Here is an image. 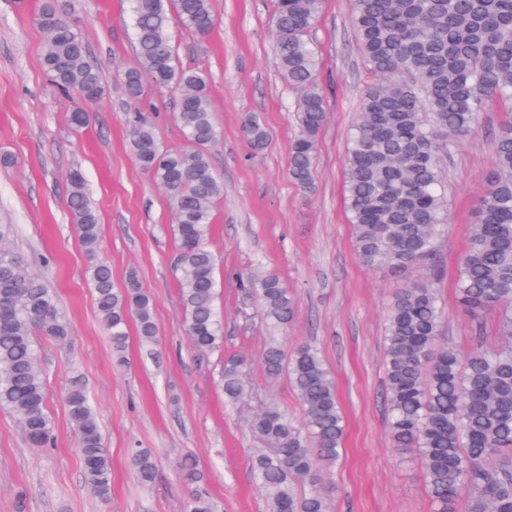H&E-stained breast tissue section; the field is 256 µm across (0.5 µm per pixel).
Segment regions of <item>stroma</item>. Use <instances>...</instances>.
<instances>
[{
	"label": "stroma",
	"mask_w": 512,
	"mask_h": 512,
	"mask_svg": "<svg viewBox=\"0 0 512 512\" xmlns=\"http://www.w3.org/2000/svg\"><path fill=\"white\" fill-rule=\"evenodd\" d=\"M216 23L198 35L171 17L176 64L204 71L218 141L210 149L224 193L213 206L211 246L217 258V304L224 345L198 351L179 304L177 243L163 189L135 161L130 123L153 126L161 149L186 147L174 89L146 86L140 102L125 94L124 75L136 50L128 0H73L72 21L89 58L105 75L100 103L61 94L41 66L45 36L34 18L43 0H0V220L14 224L12 250L56 291L71 327L67 342L37 337L55 422L51 448L30 446L13 416L0 409V512H184L189 492L177 460L194 456L202 491L218 512H266L250 462L261 443L246 419L268 403L291 417L300 405L287 377L268 379L259 356L270 339L317 350L336 381L347 423L344 451L330 475V512H433L417 462L401 459L388 437L385 405V313L416 269L404 276L367 268L353 246L345 208L348 140L372 83L358 49L351 0H322L310 32L319 57L317 84L327 117L317 137L314 185L288 175L299 133L296 94L278 69L272 15L275 0H211ZM85 107L77 130L70 112ZM256 116L267 130L252 150L241 126ZM486 105L474 132L442 157L448 224L438 240V282L445 306L442 336L469 348L470 320L455 296L458 262L491 170L490 145L507 121ZM80 170L100 224L98 257L116 287L136 275L150 296L154 342L130 331L115 357L86 277L90 259L67 210L68 175ZM277 273L296 303L287 330H274L241 279ZM244 360V398L226 404L220 387L228 357ZM83 373L112 461V497L87 489L64 400L71 371ZM144 448L156 464L152 484L134 476L129 453Z\"/></svg>",
	"instance_id": "stroma-1"
}]
</instances>
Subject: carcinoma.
<instances>
[{"instance_id":"obj_1","label":"carcinoma","mask_w":512,"mask_h":512,"mask_svg":"<svg viewBox=\"0 0 512 512\" xmlns=\"http://www.w3.org/2000/svg\"><path fill=\"white\" fill-rule=\"evenodd\" d=\"M352 22L363 58L374 77L362 98L359 121L348 148L345 202L354 247L368 267L408 274L429 263L448 223L440 156L449 143L473 132L491 101L512 112V0H352ZM182 25L208 33L215 22L211 0H172ZM321 0H276L273 26L278 67L298 92L301 131L293 143L289 175L313 185L316 137L326 120L317 87L318 55L308 35ZM138 67L126 72L128 96L144 86L173 85L178 121L192 144L162 150L153 128L135 121L132 143L143 170L165 190L178 242L175 276L188 334L199 351L224 344V322L216 306V257L209 239L212 205L224 193L209 149L218 132L205 75L174 65L166 0H132ZM59 0H45L35 18L46 31L42 67L63 93L85 102L105 95L104 74L93 66L82 34L66 19ZM242 132L262 148L266 131L254 117ZM489 189L476 206V221L459 261L457 301L472 321L465 354L441 340L443 308L438 275L401 289L386 309V405L393 447L412 452L424 474L433 512H512V120L491 144ZM68 209L90 258L87 278L100 322L122 356L130 322L153 341L157 327L151 300L134 275L115 287L112 269L95 260L98 215L82 173L68 176ZM13 225L0 224V408L11 412L26 441L47 448L56 440L47 411L46 388L35 336L64 342L70 326L55 291L31 273L7 246ZM261 314L288 327L294 301L280 278L267 272L255 280ZM497 310L496 343L488 342L484 314ZM264 374L288 378L301 419L269 406L248 425L264 448L251 470L263 488L268 512H329V477L342 451L345 419L336 384L319 353L300 345L289 351L269 343L261 358ZM242 362H224V401L242 398ZM68 417L90 493L112 495V464L82 373L72 372L65 394ZM131 466L140 483L155 478L152 455L135 448ZM179 469L190 495L186 512H217L198 489L203 476L196 459Z\"/></svg>"}]
</instances>
